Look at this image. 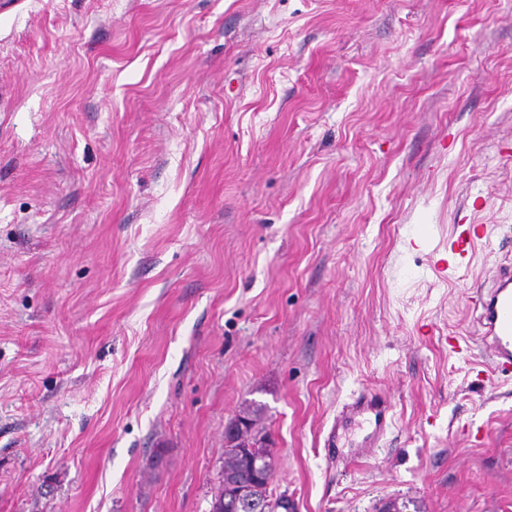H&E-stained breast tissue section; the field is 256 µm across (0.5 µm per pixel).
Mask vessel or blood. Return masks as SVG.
I'll list each match as a JSON object with an SVG mask.
<instances>
[{"label": "vessel or blood", "instance_id": "obj_1", "mask_svg": "<svg viewBox=\"0 0 512 512\" xmlns=\"http://www.w3.org/2000/svg\"><path fill=\"white\" fill-rule=\"evenodd\" d=\"M473 308L478 340L491 353L495 371L512 370V263L500 264L495 279L477 289ZM391 410L384 396L366 391L358 393L337 415L326 440L327 447L340 446L348 424L366 423L369 431L360 440L350 442L349 447L356 458L372 456L392 421Z\"/></svg>", "mask_w": 512, "mask_h": 512}]
</instances>
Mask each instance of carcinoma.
I'll return each instance as SVG.
<instances>
[{"label": "carcinoma", "mask_w": 512, "mask_h": 512, "mask_svg": "<svg viewBox=\"0 0 512 512\" xmlns=\"http://www.w3.org/2000/svg\"><path fill=\"white\" fill-rule=\"evenodd\" d=\"M240 415L246 419L247 428L234 440L242 452H224V480L215 491L214 500L224 501V512H286L283 494L270 490L274 467L265 458L274 452V441L263 423V406L249 404ZM244 484L253 489L250 500L239 497Z\"/></svg>", "instance_id": "cac0c4a2"}]
</instances>
